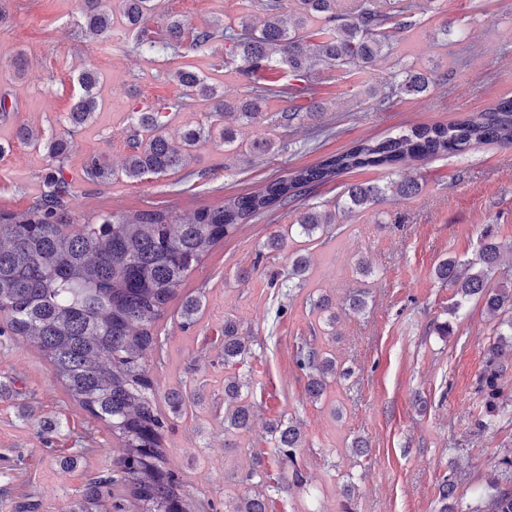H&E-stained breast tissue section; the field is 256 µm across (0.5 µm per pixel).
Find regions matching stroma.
Masks as SVG:
<instances>
[{"mask_svg": "<svg viewBox=\"0 0 512 512\" xmlns=\"http://www.w3.org/2000/svg\"><path fill=\"white\" fill-rule=\"evenodd\" d=\"M420 25L394 42L390 56L368 73L320 68L313 76L323 102L327 133L313 135L311 122L274 125L285 99L269 100L266 117L242 128L243 141L274 137L275 153L253 158L228 150L221 138L202 142L185 166L164 176L130 181L85 178L83 165L94 154L120 168L134 112L158 108L181 89L176 69L191 65L211 79L225 100L244 96L250 81L237 71L223 43L176 55L141 52L122 24L97 40L81 27V0H7L10 18L0 24V95L14 109L0 115V209L26 211L49 168L44 146L15 136L20 125L42 137L67 135V115L83 70L97 72L102 105L95 121L69 135L65 175L72 183L73 223L110 211L172 207L181 216L212 205L225 195L258 188L289 170L316 163L365 138H382L417 124L448 123L512 96V0H415ZM262 0H163L149 21L152 32L168 14L204 27L249 17L263 19ZM24 51L28 74L13 76L10 64ZM434 68L442 79L422 95L394 97L376 110L372 93L405 68ZM410 176L422 185L409 200L380 211L344 216L340 233L301 243L288 237L295 209L332 208L344 184ZM495 225L502 244L493 282L512 280V149L482 147L466 154L427 159L405 168L348 173L298 198L296 206L265 213L225 238L200 263L179 297L202 295L197 323L183 328L177 315L159 322L165 339L162 363L152 365L157 393H186L180 417L171 419L161 449L178 473L199 512H224L225 502L246 491L245 476L255 454L266 459L264 484L272 512H436L438 485L449 465L462 473L457 495L479 507L478 491L503 451L512 448V422L477 432L474 420L482 395L477 380L491 340L492 320L481 304L466 305L460 317L446 310L453 290L433 270L444 258L474 259L484 225ZM285 235L284 250L270 254L268 234ZM310 257L304 288L290 292L270 285L272 272H287L296 250ZM373 269L355 273L358 259ZM252 269L238 283V268ZM364 291L365 311H344L347 297ZM332 298L339 314L336 333L321 332L309 300ZM236 320L251 353L243 363H224V321ZM451 321L448 338L429 333L433 321ZM316 339L342 366L348 379L332 384L321 400H310L305 379L292 362L300 339ZM236 376L249 384L254 406L251 429L224 445V381ZM427 403L418 412L415 402ZM341 417H334V410ZM298 421L305 448L297 456L306 489L284 491L287 461L272 448L266 426ZM363 437L368 455L351 462L346 446ZM112 437L103 423L75 405L54 382L38 350L0 336V512H68L80 502L88 479L115 473Z\"/></svg>", "mask_w": 512, "mask_h": 512, "instance_id": "35a3bbf8", "label": "stroma"}]
</instances>
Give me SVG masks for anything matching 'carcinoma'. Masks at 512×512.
<instances>
[{
  "mask_svg": "<svg viewBox=\"0 0 512 512\" xmlns=\"http://www.w3.org/2000/svg\"><path fill=\"white\" fill-rule=\"evenodd\" d=\"M337 0H295L285 10L284 0H263L266 21L260 29L243 19L236 24L215 21L194 28L186 20L169 17L163 37L152 35L146 22L157 0H118L126 24L136 35V47L156 53H178L184 42L202 49L222 40L242 65L239 73L250 76L282 66L296 83L269 80L253 86L241 100L228 103L218 87L190 68L173 73L177 85L213 102L214 111L228 120L221 130L227 147L237 142L236 128L264 119L270 98L314 97L309 77L319 67H354L367 71L392 50L400 34L419 23L418 5L410 0H360L352 14H340ZM84 25L96 37L112 32L113 14L100 8V0H84ZM439 77L431 71L406 69L396 84L378 93L377 109L400 95L425 93ZM79 95L67 116L68 134L93 121L98 109V76L92 70L77 78ZM186 104L179 96L164 110L137 112L127 137L128 157L122 174L137 180L147 174L165 175L183 165L212 128L187 126L179 140L165 133L169 115ZM322 107L310 111L290 107L278 113L283 127L317 117ZM270 138L246 145L249 155L260 158L275 150ZM481 146L512 148V97L493 101L480 112L446 124H419L395 135L368 138L321 161L302 166L288 176L269 180L250 192L228 195L217 204L181 217L173 210L119 211L98 214L83 224L71 223L68 199L71 183L63 170L68 162V141L52 138L44 147L51 171L43 191L22 213L0 210V336H15L36 347L49 363L53 379L83 410L103 421L116 438L118 473L91 479L83 494L84 504L71 512H89L112 501V512H121L124 492L138 502L139 512H196L193 499L183 491L177 473L167 468L160 449L168 417L160 410L150 376V360L161 356L164 341L158 336L159 321L167 314L177 289L199 263L244 225L275 207L294 203L337 177L355 170L393 167L440 156L461 155ZM84 175L93 181L115 176L102 156L88 159ZM421 191L412 178L354 182L345 185L335 205L337 211L308 206L298 212L288 230L308 239L333 229L336 213L370 210L391 200H409ZM501 245L494 225L484 226L475 259L454 257L440 261L435 278L453 289L448 314L457 317L472 299L482 302L494 320L493 340L486 350L478 384L484 403L475 428L482 432L504 416L499 379L502 359L512 357V282L491 284ZM309 270L307 256L290 259L286 288H301ZM202 306L201 296L186 297L178 311L183 327H191ZM334 336L336 312L322 295L313 302ZM250 354L239 325L224 321V364L244 360ZM296 367L306 377V392L313 401L322 399L330 384L351 375L314 343L302 341L293 351ZM244 383L229 377L224 383V434L240 435L250 429L253 404L242 395ZM273 448L288 458V484L304 485L297 463L304 433L293 419L270 428ZM457 471L449 468L439 488L438 512H512V448L490 474L481 493L482 506L474 511L456 500ZM270 496L263 489L247 491L224 506L225 512H269Z\"/></svg>",
  "mask_w": 512,
  "mask_h": 512,
  "instance_id": "cac0c4a2",
  "label": "carcinoma"
}]
</instances>
